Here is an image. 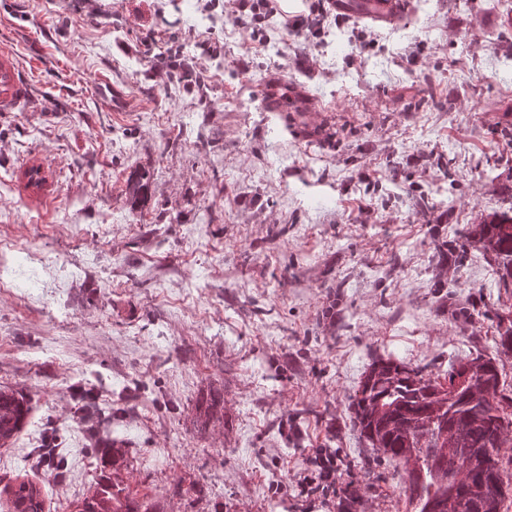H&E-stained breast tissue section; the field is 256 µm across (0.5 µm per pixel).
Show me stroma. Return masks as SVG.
Returning a JSON list of instances; mask_svg holds the SVG:
<instances>
[{"label": "stroma", "instance_id": "obj_1", "mask_svg": "<svg viewBox=\"0 0 512 512\" xmlns=\"http://www.w3.org/2000/svg\"><path fill=\"white\" fill-rule=\"evenodd\" d=\"M97 5L0 0V50L29 87L0 112V251L50 253L64 282L36 302L0 287V388L30 406L0 480L28 476L45 512H72L102 466L73 420L89 382L125 408L121 477L161 512H341L296 481L317 449L364 455L348 404L372 359L441 373L494 350L489 264L473 253L439 293L430 257L512 210V0H404L391 22L324 18L318 38L276 17L252 37L232 0ZM173 47L203 63L197 89L159 67ZM280 77L275 114L263 87ZM33 155L44 206L18 192ZM50 423L62 480L28 466ZM367 479L384 493L360 512H405L388 458L336 486Z\"/></svg>", "mask_w": 512, "mask_h": 512}]
</instances>
